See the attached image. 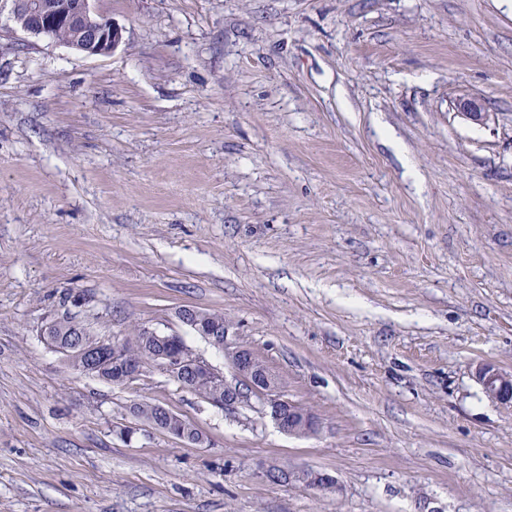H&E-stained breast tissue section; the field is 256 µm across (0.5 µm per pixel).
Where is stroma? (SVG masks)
<instances>
[{
  "label": "stroma",
  "mask_w": 512,
  "mask_h": 512,
  "mask_svg": "<svg viewBox=\"0 0 512 512\" xmlns=\"http://www.w3.org/2000/svg\"><path fill=\"white\" fill-rule=\"evenodd\" d=\"M93 6L109 54L0 41V512H512V402L473 376L512 372V0ZM64 313L181 336L230 384L248 349L320 428L153 362L74 370L40 337ZM143 402L206 443L136 423ZM178 317L184 324L188 325L198 335L203 336L217 345H224L227 332L224 324L219 322L206 323L198 310L193 308H182L178 311ZM474 378L484 393L500 402L512 401V374L492 363H479L474 368ZM279 470L288 472V481L285 483L302 481L305 484H309L312 489L319 492H327L334 488H338L337 478L324 471L314 469H304L299 471L278 469L272 472H278Z\"/></svg>",
  "instance_id": "1"
}]
</instances>
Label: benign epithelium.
Listing matches in <instances>:
<instances>
[{"instance_id":"7a95c632","label":"benign epithelium","mask_w":512,"mask_h":512,"mask_svg":"<svg viewBox=\"0 0 512 512\" xmlns=\"http://www.w3.org/2000/svg\"><path fill=\"white\" fill-rule=\"evenodd\" d=\"M0 17L6 18L7 29L21 31L32 38H50L52 30L66 26L75 30V37L66 47L90 56L105 55L120 43L121 30L114 23L91 7V0H0ZM459 113L467 119L484 123L490 113L482 111L480 103L473 98H463L458 102ZM178 317L198 335L217 345L224 344L227 332L224 325L208 323L198 310L182 308ZM125 342L101 343V347L90 351L78 341L62 349L68 356L85 359L84 372L95 374L101 364L122 363ZM172 377L179 378L186 369H195L211 377H221L204 360L189 348L183 347L177 353L159 354L155 357ZM233 367L238 383L231 387L235 395L241 389L260 396L270 417L277 427L292 436H301L318 429L315 416L305 408L285 398L280 383L256 357L247 349H239L233 356ZM474 378L484 393L500 402L512 401V374L492 363H479L474 368ZM302 481L319 492H327L338 487V480L331 474L314 469L288 471V482Z\"/></svg>"}]
</instances>
